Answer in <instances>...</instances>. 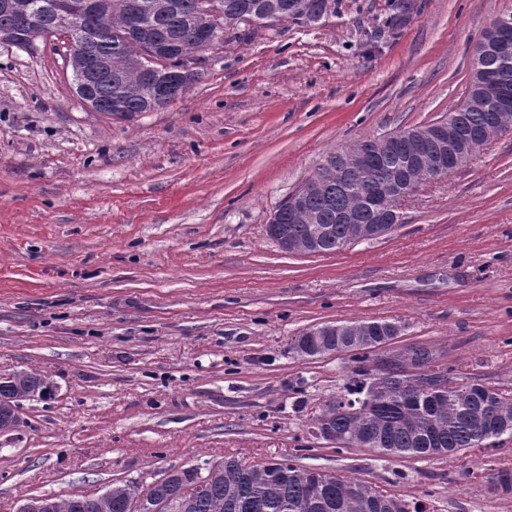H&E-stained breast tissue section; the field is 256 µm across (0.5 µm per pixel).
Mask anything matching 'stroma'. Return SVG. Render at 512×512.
Instances as JSON below:
<instances>
[{
	"label": "stroma",
	"instance_id": "stroma-1",
	"mask_svg": "<svg viewBox=\"0 0 512 512\" xmlns=\"http://www.w3.org/2000/svg\"><path fill=\"white\" fill-rule=\"evenodd\" d=\"M512 0H337L319 27L226 31L192 88L129 120L74 94L61 42L0 46V376L34 372L0 434V512L103 495L224 457L293 459L426 512H512V443L455 460L331 447L313 421L350 354L301 359L302 330L386 319L460 383L512 392V123L402 222L327 255L267 235L280 202L355 141L452 111Z\"/></svg>",
	"mask_w": 512,
	"mask_h": 512
}]
</instances>
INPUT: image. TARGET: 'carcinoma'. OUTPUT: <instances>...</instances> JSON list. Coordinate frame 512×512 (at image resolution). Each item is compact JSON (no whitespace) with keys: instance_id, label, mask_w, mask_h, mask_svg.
Segmentation results:
<instances>
[{"instance_id":"1","label":"carcinoma","mask_w":512,"mask_h":512,"mask_svg":"<svg viewBox=\"0 0 512 512\" xmlns=\"http://www.w3.org/2000/svg\"><path fill=\"white\" fill-rule=\"evenodd\" d=\"M94 20L112 39L90 36L86 50L112 58V81L97 86L102 106L110 115L129 119L144 110L156 64L128 38L131 18L170 45V58H190L201 48L198 35L249 23L252 30L273 29L283 22L321 25L336 13V0H210L213 15L200 10V0H107ZM512 19L507 8L492 21L476 46L469 90L445 120L453 138L435 133L436 123L395 132L399 142L383 145V137L359 140L349 149L330 153L305 181L314 191L305 195L296 212L285 199L276 209L268 234L306 247L305 253L333 254L352 244L356 224H374L373 199L417 185L437 172L442 154L456 155L455 166L470 160L471 136L488 126L512 120V58L505 60L494 47L498 22ZM376 154L368 178L359 170V153ZM323 229L312 237L313 228ZM388 320L339 321L303 331L294 338L295 352L304 359L355 353L358 363L345 394L326 404L330 416L322 422L340 448H368L399 457H455L470 448L502 437L512 439V395L483 383L461 386L448 381L442 390L414 389L402 365L412 359L426 366L435 360L431 350L410 345L392 354L387 365L374 367L375 349L396 339ZM42 384L34 373H16L0 380V402L14 401L21 392ZM133 482L115 485L100 497L73 494L52 498L55 512H167L165 494L180 492L178 512H426L366 481L307 469L290 460L247 463L230 456L200 477L193 468L180 476L165 474L155 486L132 492Z\"/></svg>"}]
</instances>
